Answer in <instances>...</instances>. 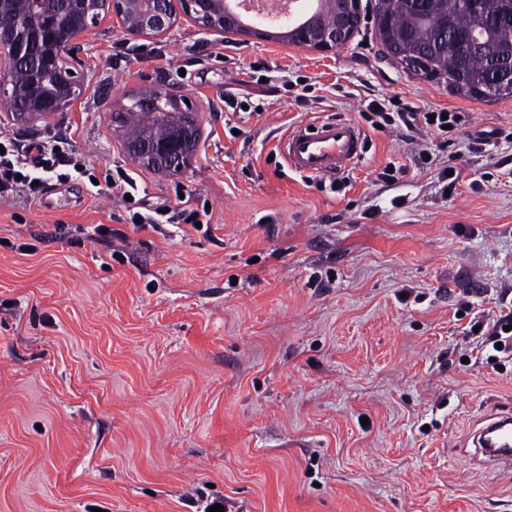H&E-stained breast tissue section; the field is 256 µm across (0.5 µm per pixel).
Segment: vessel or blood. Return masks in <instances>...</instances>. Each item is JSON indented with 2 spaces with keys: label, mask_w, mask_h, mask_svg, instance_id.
Here are the masks:
<instances>
[{
  "label": "vessel or blood",
  "mask_w": 512,
  "mask_h": 512,
  "mask_svg": "<svg viewBox=\"0 0 512 512\" xmlns=\"http://www.w3.org/2000/svg\"><path fill=\"white\" fill-rule=\"evenodd\" d=\"M366 135L356 122L331 118L298 124L279 141L278 149L289 170L316 177H333L352 168L363 157ZM487 462H512V411L490 415L474 438Z\"/></svg>",
  "instance_id": "obj_1"
}]
</instances>
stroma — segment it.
<instances>
[{
	"mask_svg": "<svg viewBox=\"0 0 512 512\" xmlns=\"http://www.w3.org/2000/svg\"><path fill=\"white\" fill-rule=\"evenodd\" d=\"M72 67L62 112L14 123L0 103V138L65 140L92 173L0 203V512H512V468L462 460L512 406V362L472 329L512 296V98L406 72L368 23L321 53L105 17ZM148 89L197 114L181 175L112 130ZM393 97L461 128L366 129L333 179L279 156L293 126ZM123 171L144 208L185 199L208 224L135 228L104 186Z\"/></svg>",
	"mask_w": 512,
	"mask_h": 512,
	"instance_id": "35a3bbf8",
	"label": "stroma"
}]
</instances>
